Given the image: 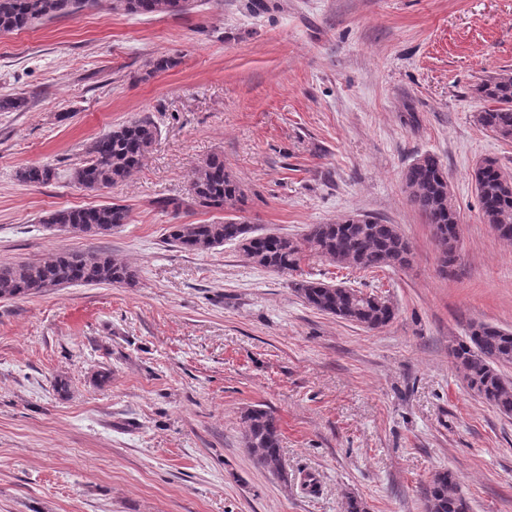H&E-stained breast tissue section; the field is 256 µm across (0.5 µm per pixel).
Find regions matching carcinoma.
Masks as SVG:
<instances>
[{"label": "carcinoma", "mask_w": 512, "mask_h": 512, "mask_svg": "<svg viewBox=\"0 0 512 512\" xmlns=\"http://www.w3.org/2000/svg\"><path fill=\"white\" fill-rule=\"evenodd\" d=\"M95 0H0V33L21 31L61 16H76ZM190 0H114V8L131 15H179ZM475 93L487 103L477 121L500 139L512 142V74L483 79ZM158 136L148 118L123 124L96 137L86 146V158L71 173L74 183L98 191L128 178L135 172ZM19 181L45 185L56 178L47 164L18 170ZM403 183L411 206L432 229L443 264L457 258L459 212L448 185V176L437 157L425 154L403 172ZM482 220L499 238L512 241V175L494 158L482 159L474 170ZM245 192L224 167V155L212 154L192 174L190 201L171 198L159 203L174 212L187 205L202 210L233 208L244 202ZM130 222L127 206L71 207L44 216V224H65L76 233L106 236ZM167 241L186 252H206L236 242L244 256L267 270L291 273L310 255H317L344 268L365 272L410 264V245L396 224H385L369 215H353L329 224H312L296 237L256 231L245 221L171 224ZM139 269L106 253L61 251L46 262L15 264L0 262V298L40 293L39 284L64 287L75 283L134 286ZM294 291L310 307L369 330L387 326L396 316L382 296L344 285L303 278L293 282ZM467 388L499 413L512 416V331L486 324L469 326L467 340L451 349ZM243 444L255 465L273 476L286 477L281 455V431L276 416L255 407L243 415ZM425 512H471L469 500L460 490V479L451 471L434 475L423 491Z\"/></svg>", "instance_id": "cac0c4a2"}]
</instances>
